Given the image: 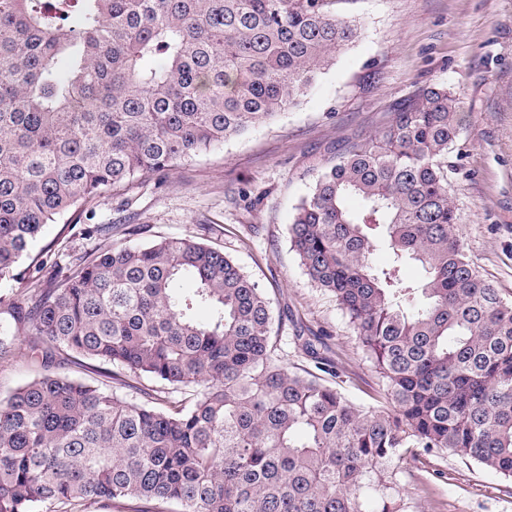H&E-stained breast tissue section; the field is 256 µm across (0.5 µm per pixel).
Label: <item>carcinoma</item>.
<instances>
[{
  "instance_id": "obj_1",
  "label": "carcinoma",
  "mask_w": 512,
  "mask_h": 512,
  "mask_svg": "<svg viewBox=\"0 0 512 512\" xmlns=\"http://www.w3.org/2000/svg\"><path fill=\"white\" fill-rule=\"evenodd\" d=\"M337 2L0 0V364L27 336L42 369L0 398V512H405L395 462L421 451L512 478V301L459 234L444 83L320 171L288 229L382 380L377 406L283 363L271 302L220 248L162 237L18 271L46 226L297 106L360 35ZM62 353L192 398L129 399L52 371Z\"/></svg>"
}]
</instances>
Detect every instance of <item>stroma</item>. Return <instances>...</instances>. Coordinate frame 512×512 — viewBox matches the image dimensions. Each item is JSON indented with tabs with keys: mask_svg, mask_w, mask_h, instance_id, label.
<instances>
[{
	"mask_svg": "<svg viewBox=\"0 0 512 512\" xmlns=\"http://www.w3.org/2000/svg\"><path fill=\"white\" fill-rule=\"evenodd\" d=\"M339 9L361 35L297 107L230 138L219 154L169 171L162 183L97 198L92 220L51 226L21 270L68 263L112 239L179 236L224 249L270 298L284 362L313 370L293 338H323L333 385L354 404H375L378 376L333 298L305 274L288 228L321 169L421 89L443 82L461 101L451 177L460 233L469 258L512 300V0H344ZM92 222L111 225V238L86 237ZM60 371L130 397L155 386L101 361L66 359ZM396 470L407 512H512V480L475 462L431 453Z\"/></svg>",
	"mask_w": 512,
	"mask_h": 512,
	"instance_id": "35a3bbf8",
	"label": "stroma"
}]
</instances>
